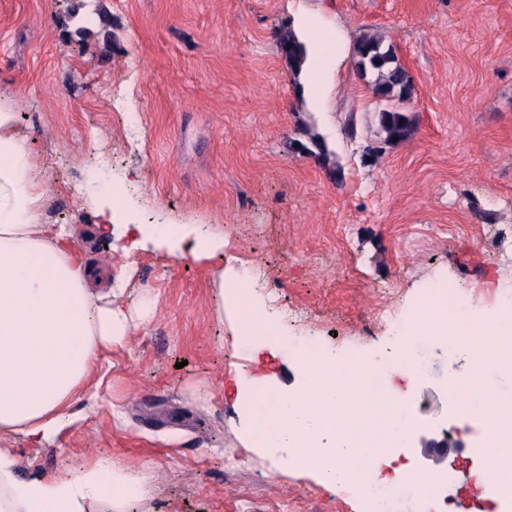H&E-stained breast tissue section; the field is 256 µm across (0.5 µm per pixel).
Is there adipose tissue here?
Wrapping results in <instances>:
<instances>
[{
	"mask_svg": "<svg viewBox=\"0 0 512 512\" xmlns=\"http://www.w3.org/2000/svg\"><path fill=\"white\" fill-rule=\"evenodd\" d=\"M12 113H0V434L31 443L52 441L71 418L99 354L130 329L112 301L102 269L82 264L41 222V195ZM469 370L449 391L461 422L486 431L487 462L499 483L512 486V401L499 398L491 375L512 361V313L466 312L440 328ZM16 463L0 448V512H126L144 492L130 470L99 460L78 474L17 479Z\"/></svg>",
	"mask_w": 512,
	"mask_h": 512,
	"instance_id": "ef3b65f1",
	"label": "adipose tissue"
}]
</instances>
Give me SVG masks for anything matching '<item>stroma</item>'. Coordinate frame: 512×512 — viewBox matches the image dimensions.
<instances>
[{"label": "stroma", "mask_w": 512, "mask_h": 512, "mask_svg": "<svg viewBox=\"0 0 512 512\" xmlns=\"http://www.w3.org/2000/svg\"><path fill=\"white\" fill-rule=\"evenodd\" d=\"M288 28L318 56L297 77ZM364 31L413 79L414 130L393 145L353 65ZM0 112L39 173L42 222L123 307L152 308L100 353L54 440L0 441L19 478L108 458L143 478L130 512H367L356 484L249 452L238 374L301 377L220 311L217 270L248 279L290 339L346 358L377 355L436 284L512 304V0H0ZM313 134L327 158L289 151ZM103 210L114 241L141 225L138 251L94 238ZM171 227L224 247L172 256ZM424 356L419 378L387 380L425 406L395 451L412 473L455 429L448 386L466 368Z\"/></svg>", "instance_id": "1"}]
</instances>
